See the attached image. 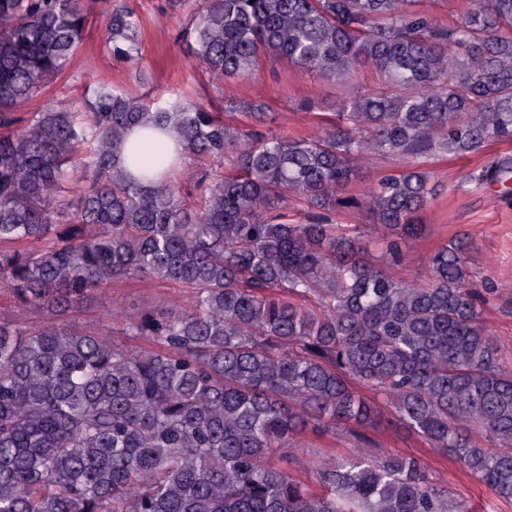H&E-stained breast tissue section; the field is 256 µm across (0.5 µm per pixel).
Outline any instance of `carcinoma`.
Returning <instances> with one entry per match:
<instances>
[{
  "instance_id": "carcinoma-1",
  "label": "carcinoma",
  "mask_w": 512,
  "mask_h": 512,
  "mask_svg": "<svg viewBox=\"0 0 512 512\" xmlns=\"http://www.w3.org/2000/svg\"><path fill=\"white\" fill-rule=\"evenodd\" d=\"M188 3L191 56L212 82L285 59L345 96L314 114V136L262 131L264 101L228 122L110 84L83 111L23 112L70 65L84 0H0V296L40 318L0 321V512H469L423 461L371 437L388 414L512 502V369L481 318L468 241L401 273L435 196L429 160L512 138V0H470L448 25L419 0L173 6ZM141 28L127 4L109 9L112 59L139 60ZM364 68L378 85L356 82ZM135 127L177 132L200 198L174 160L120 165ZM376 154L413 165L345 195ZM511 178L509 157L469 175L506 193ZM291 197L301 224L277 211ZM350 209L369 216L377 260L365 225L336 221ZM123 278L190 300L114 309L101 331L58 322ZM309 430L350 448L303 460Z\"/></svg>"
}]
</instances>
